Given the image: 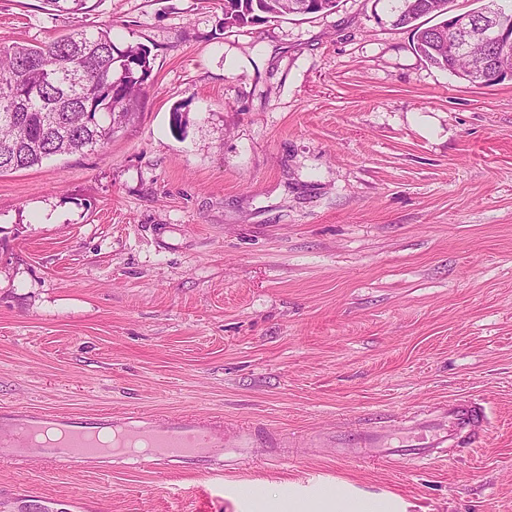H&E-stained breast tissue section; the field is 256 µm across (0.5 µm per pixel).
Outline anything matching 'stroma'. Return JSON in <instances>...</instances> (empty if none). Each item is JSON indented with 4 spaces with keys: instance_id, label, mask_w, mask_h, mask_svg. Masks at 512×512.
<instances>
[{
    "instance_id": "stroma-1",
    "label": "stroma",
    "mask_w": 512,
    "mask_h": 512,
    "mask_svg": "<svg viewBox=\"0 0 512 512\" xmlns=\"http://www.w3.org/2000/svg\"><path fill=\"white\" fill-rule=\"evenodd\" d=\"M152 50L104 148L0 174V408L274 427L205 479L0 463V512H271L289 484L408 512H512V78L468 83L389 0L224 29V0H89ZM0 0V45L77 24ZM481 403L480 443L426 465L319 447Z\"/></svg>"
}]
</instances>
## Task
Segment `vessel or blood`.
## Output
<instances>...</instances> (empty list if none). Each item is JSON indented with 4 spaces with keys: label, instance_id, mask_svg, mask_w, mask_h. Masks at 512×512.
Here are the masks:
<instances>
[{
    "label": "vessel or blood",
    "instance_id": "obj_1",
    "mask_svg": "<svg viewBox=\"0 0 512 512\" xmlns=\"http://www.w3.org/2000/svg\"><path fill=\"white\" fill-rule=\"evenodd\" d=\"M487 424L483 406L456 399L438 416L408 420L404 438L394 439L389 428L372 421L349 429L342 445L361 453L377 449L388 461L407 456L425 464L443 448L471 443ZM283 445L272 427L245 423L228 429L216 417L175 415L159 423L134 413L81 420L66 412L0 411V461L19 472L35 461L58 474L135 461L208 476L252 449Z\"/></svg>",
    "mask_w": 512,
    "mask_h": 512
}]
</instances>
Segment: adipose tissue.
<instances>
[{
	"mask_svg": "<svg viewBox=\"0 0 512 512\" xmlns=\"http://www.w3.org/2000/svg\"><path fill=\"white\" fill-rule=\"evenodd\" d=\"M281 512H407L398 495H369L346 486L322 485L302 493L289 492Z\"/></svg>",
	"mask_w": 512,
	"mask_h": 512,
	"instance_id": "1",
	"label": "adipose tissue"
}]
</instances>
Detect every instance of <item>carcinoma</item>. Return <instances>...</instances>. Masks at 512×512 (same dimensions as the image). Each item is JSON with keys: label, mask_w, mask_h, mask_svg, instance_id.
I'll return each mask as SVG.
<instances>
[{"label": "carcinoma", "mask_w": 512, "mask_h": 512, "mask_svg": "<svg viewBox=\"0 0 512 512\" xmlns=\"http://www.w3.org/2000/svg\"><path fill=\"white\" fill-rule=\"evenodd\" d=\"M452 0H413L395 10L394 24L408 29L413 46L430 64L459 76L487 67L512 72L508 50L477 44L471 54L452 50L448 20L425 27L418 20L442 16ZM59 11L83 14L87 0H51ZM336 0H224V28H243L265 15L325 13ZM151 49L119 47L111 29L78 24L41 44L0 45V174L28 169L62 155L108 144L128 125L149 87Z\"/></svg>", "instance_id": "carcinoma-1"}]
</instances>
